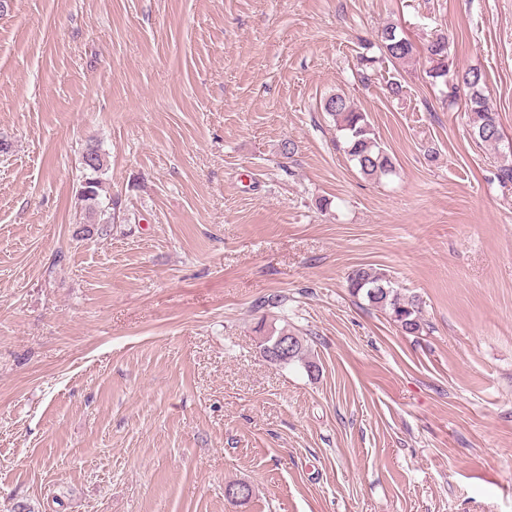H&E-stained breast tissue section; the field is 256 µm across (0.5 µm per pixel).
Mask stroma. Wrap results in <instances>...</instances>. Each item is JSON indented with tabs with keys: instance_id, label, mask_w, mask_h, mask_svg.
Here are the masks:
<instances>
[{
	"instance_id": "obj_1",
	"label": "stroma",
	"mask_w": 512,
	"mask_h": 512,
	"mask_svg": "<svg viewBox=\"0 0 512 512\" xmlns=\"http://www.w3.org/2000/svg\"><path fill=\"white\" fill-rule=\"evenodd\" d=\"M440 33L499 144L429 78ZM334 93L395 175L358 173ZM0 138V512H512V0H0ZM264 321L317 372L265 361ZM391 36L390 38L388 36ZM379 48L392 63L405 62L411 59L415 53L414 45L402 39L397 33V27L386 25L379 35ZM456 84L452 82L451 93L448 97H455L459 86L466 90V107L472 116L471 135L474 139L488 144H496L502 138L501 127L495 111L491 108L485 95V75L476 68H469L455 77ZM90 146L94 147L96 155L91 157L90 161H85L82 158L84 174L79 187L76 189V203L87 217V222L84 224H91L92 226L95 224H111V219L113 221L116 219L115 210L118 202L112 199L111 196L107 198L106 182L103 178L106 171L105 156L97 145H87V147ZM349 287L355 294L362 293L374 307L388 312L403 332L416 334L423 330L417 299L401 294L385 273L358 268L349 278Z\"/></svg>"
}]
</instances>
